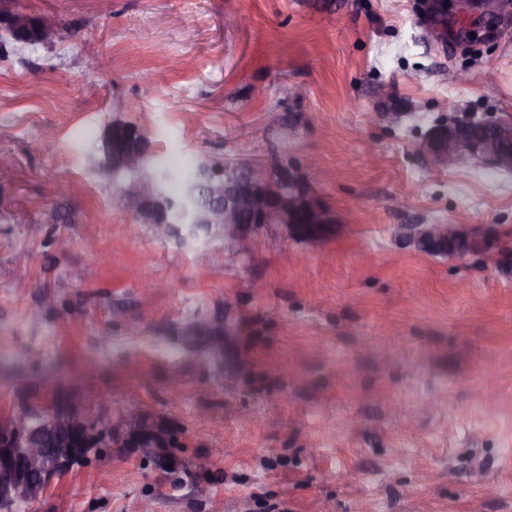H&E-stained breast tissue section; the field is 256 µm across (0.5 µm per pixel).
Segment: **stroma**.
<instances>
[{
    "label": "stroma",
    "mask_w": 512,
    "mask_h": 512,
    "mask_svg": "<svg viewBox=\"0 0 512 512\" xmlns=\"http://www.w3.org/2000/svg\"><path fill=\"white\" fill-rule=\"evenodd\" d=\"M12 5L71 35L0 57V411L23 380L112 416L19 512H512V172L420 153L437 123L512 118V22L463 41L456 0L445 25L427 0ZM115 120L188 167H295L333 235L258 226L242 252L146 223L97 169ZM401 224L484 244L423 253Z\"/></svg>",
    "instance_id": "35a3bbf8"
}]
</instances>
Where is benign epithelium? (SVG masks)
<instances>
[{
  "label": "benign epithelium",
  "instance_id": "obj_1",
  "mask_svg": "<svg viewBox=\"0 0 512 512\" xmlns=\"http://www.w3.org/2000/svg\"><path fill=\"white\" fill-rule=\"evenodd\" d=\"M482 20L489 36L512 0H460ZM0 0V30L16 43L40 44L59 34L56 21L30 16ZM421 149L432 168L460 167L482 161L499 171H512V123L469 117L436 125ZM104 162L112 177L125 169L138 177L118 183L124 206L150 223L222 224L224 237L238 245L248 240L256 225L283 224L288 232L309 244L327 239L323 227L334 224L316 197L303 198L302 181L291 167L271 164L258 168L247 162H226L204 168L192 192L178 201L165 198L143 166L148 154L139 129L114 121L103 136ZM399 235L429 254L464 255L480 242L479 231L454 224H402ZM74 406L63 397L50 406L29 412L18 410L0 423V509L11 512L32 492L42 493L50 482L92 449L102 447L107 422L87 416L72 420Z\"/></svg>",
  "mask_w": 512,
  "mask_h": 512
}]
</instances>
